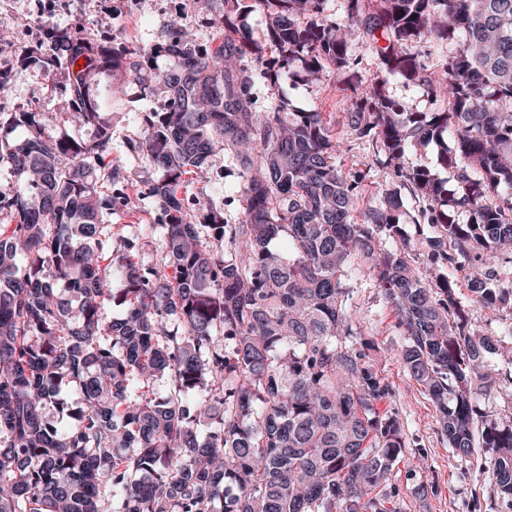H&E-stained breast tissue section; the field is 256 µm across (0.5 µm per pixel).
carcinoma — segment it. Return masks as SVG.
<instances>
[{
    "label": "carcinoma",
    "mask_w": 512,
    "mask_h": 512,
    "mask_svg": "<svg viewBox=\"0 0 512 512\" xmlns=\"http://www.w3.org/2000/svg\"><path fill=\"white\" fill-rule=\"evenodd\" d=\"M328 2L221 0L205 20L215 47L201 51L176 29L164 72L151 50L95 48L88 27L49 26L46 60L82 63L71 90L95 131L88 143L65 141L45 134L51 116L0 115V128L27 130L0 139V167L27 181L0 193V512H397L389 480L405 441L398 419L378 410L393 388L348 305L346 277L362 267L396 315L403 368L449 447L467 457L488 449L512 509V424L476 403V389L500 387L484 354L512 351V323L494 341L468 321L470 307L512 309V0H343L334 20ZM257 8L272 59L240 25ZM362 43L379 68L350 95L347 124L397 179L375 205L362 196L367 174L336 165L342 141L323 113L255 111L244 65L255 62L274 89L297 63L312 76L353 68ZM103 70L165 102L128 141L164 171L149 191L165 215L160 270L139 266L137 234L110 252L104 216L116 201L89 163L120 178L100 115L112 100L99 103L90 87ZM393 83L435 108L407 110L388 95ZM450 135L455 149L441 160L459 189L447 196L402 159ZM224 150L243 168L240 220L226 224L212 200L197 199L193 223L185 176L205 177L207 158ZM404 190L437 229L433 263L468 266L466 289L413 266ZM46 265L63 288L43 278ZM112 301L125 317L108 319Z\"/></svg>",
    "instance_id": "cac0c4a2"
}]
</instances>
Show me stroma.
Wrapping results in <instances>:
<instances>
[{"mask_svg":"<svg viewBox=\"0 0 512 512\" xmlns=\"http://www.w3.org/2000/svg\"><path fill=\"white\" fill-rule=\"evenodd\" d=\"M40 0H9L7 22L0 23V55L10 58L12 79L0 85V110L53 113L56 121L48 126L52 136L62 140L87 141L92 129L71 119L72 103L67 89L70 71L58 69L54 83H47L41 72V44L35 36L39 22ZM213 12L211 0H69L66 9L51 17L61 26H89L99 45L121 42L133 46L155 47L152 59L155 68L166 69L169 61L158 53L171 33L172 22L195 35L198 45L211 39L203 18ZM360 63L355 69L325 70L321 80L308 81L298 75L283 80L276 90H269L261 78L252 81V95L257 109H268L273 103L285 102L288 111L302 112L312 108L329 113L333 134L344 138L345 150L336 159L346 170L368 172L363 195L376 198L379 186L390 183L391 169L377 163L373 147L367 139L351 132L344 112L351 87L370 83L377 72L376 53L368 44L358 49ZM155 99L134 98L106 110L104 116L112 127V162L124 171L125 178L113 184H102V191L113 195H130L128 209L113 212L107 221L113 237L122 236L127 225L155 224L159 217L148 189L163 177L161 168L146 158L129 153L128 140L140 134V115L159 111ZM241 169L229 153L214 155L209 163V179L188 182L184 188L187 199L211 198L224 210V221L237 223L240 216L238 187ZM420 203L411 194H404L399 220L407 238L416 245L415 265L420 270L431 268L426 239L432 233L429 225L417 223ZM350 303L357 317L365 321L367 339L378 348L376 364L393 387L392 397L379 403V410L396 415L408 446L422 454L427 465L419 469L399 463L390 481L397 490L400 512H499V494L485 468L489 453L475 449L465 457L449 448L442 438L434 407L412 380L399 360L404 343L390 306L375 288L370 276L353 273L346 282Z\"/></svg>","mask_w":512,"mask_h":512,"instance_id":"obj_1","label":"stroma"}]
</instances>
